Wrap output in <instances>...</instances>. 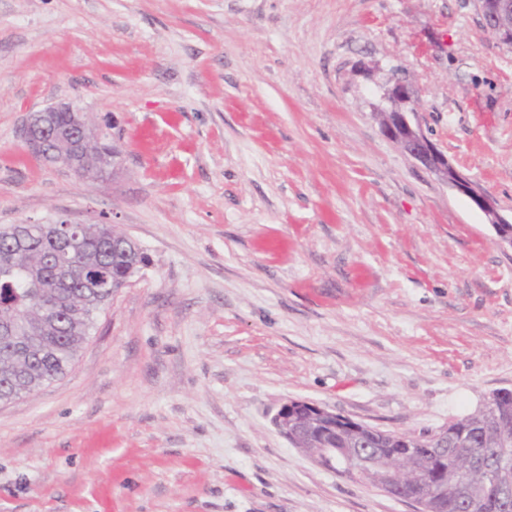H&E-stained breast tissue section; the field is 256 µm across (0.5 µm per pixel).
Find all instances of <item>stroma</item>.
Masks as SVG:
<instances>
[{
    "mask_svg": "<svg viewBox=\"0 0 512 512\" xmlns=\"http://www.w3.org/2000/svg\"><path fill=\"white\" fill-rule=\"evenodd\" d=\"M395 67L512 212V49L476 0H0V225L107 221L146 257L68 372L0 403V512H416L272 423L420 437L512 389V250L383 134ZM59 102L120 175L29 153Z\"/></svg>",
    "mask_w": 512,
    "mask_h": 512,
    "instance_id": "35a3bbf8",
    "label": "stroma"
}]
</instances>
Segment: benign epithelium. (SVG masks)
Listing matches in <instances>:
<instances>
[{
  "mask_svg": "<svg viewBox=\"0 0 512 512\" xmlns=\"http://www.w3.org/2000/svg\"><path fill=\"white\" fill-rule=\"evenodd\" d=\"M483 27L503 46L512 49V0H478ZM386 100L391 103V111L381 119L384 135L396 143L411 158L421 163L428 171L437 175L457 194L465 197L484 216L496 235V242L502 247L512 248V214L507 215L500 209L497 200L482 188L469 175L448 162V158L426 137L422 128L419 112L415 108H406L412 103V91L408 84L392 72L387 78ZM73 112L78 122V130L73 136H51V152L62 161L77 146L94 139L99 141L102 134L88 122L83 110L72 103H58L36 111L23 128V142L28 151L36 158H42L35 145L45 144L48 130V113ZM293 410H304L321 417L335 412L325 407L302 400L287 401L280 406L272 418L277 430L289 442H296V431L288 427V414ZM300 452L308 456L315 464L330 468L336 466V449L323 443L321 448L312 450L302 448ZM499 488V496L504 502L512 501V477L506 469L499 468L490 474Z\"/></svg>",
  "mask_w": 512,
  "mask_h": 512,
  "instance_id": "1",
  "label": "benign epithelium"
}]
</instances>
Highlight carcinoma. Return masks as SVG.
<instances>
[{
    "instance_id": "cac0c4a2",
    "label": "carcinoma",
    "mask_w": 512,
    "mask_h": 512,
    "mask_svg": "<svg viewBox=\"0 0 512 512\" xmlns=\"http://www.w3.org/2000/svg\"><path fill=\"white\" fill-rule=\"evenodd\" d=\"M108 155L112 147H107ZM95 142L71 161L93 172L102 154ZM145 263L141 250L112 224L67 227L0 225V401L38 391L64 375L87 340L97 312L123 287L132 267ZM304 437L298 446H317L324 427L306 415L295 419ZM334 447L354 437L363 452L385 456L395 476L390 492L423 500L428 512H512L504 509L487 469L503 455L512 460V390L493 393L491 403L448 424V490L426 480L431 451L406 445L352 419L336 422Z\"/></svg>"
}]
</instances>
